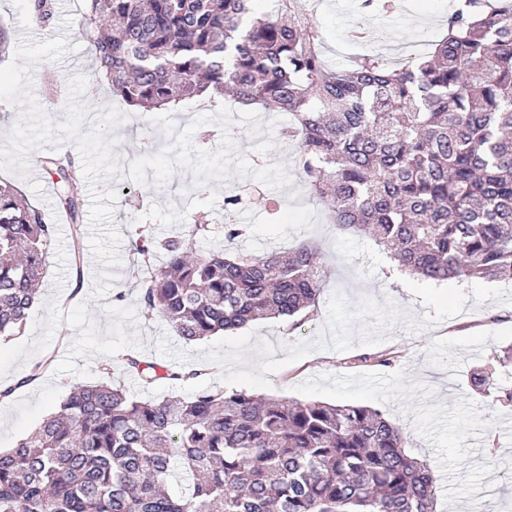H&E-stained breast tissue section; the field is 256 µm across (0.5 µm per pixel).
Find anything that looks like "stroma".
<instances>
[{"instance_id":"obj_1","label":"stroma","mask_w":512,"mask_h":512,"mask_svg":"<svg viewBox=\"0 0 512 512\" xmlns=\"http://www.w3.org/2000/svg\"><path fill=\"white\" fill-rule=\"evenodd\" d=\"M57 9L42 38L66 32L70 49L61 61L43 60L33 71L32 91L52 120L65 119L68 80L81 74L80 97L90 113L119 107L95 71L94 59L78 29L83 0H56ZM452 0H407L399 13H363L355 0H324L314 12L325 42L327 64L346 68L362 51L390 55L396 47L436 40ZM372 38L356 43L353 26ZM223 100L199 97L171 110L176 128L196 124L195 149L216 148L221 129L211 120ZM206 124H199V117ZM275 148L255 151V139L241 131L235 143L253 167H286L292 183L272 189L251 178L198 184L185 166L165 183L138 184L124 177L98 182L118 193L114 223L122 234V262L103 267L83 245L82 275L71 266L72 228L57 223L47 249V273L19 335L0 338V383L17 384L34 365L47 368L35 383L18 387L10 406L0 410V448L15 447L34 431L76 382H94L104 365L114 381L146 400L189 397L198 390H244L292 401L369 406L382 410L407 440L409 454L426 460L438 478L436 512H512V406L499 399L498 385L512 387V373L498 370L496 388L475 393L474 368L495 366L512 346V281L448 280L435 283L399 271L387 251L364 234L330 224L326 207L307 196L296 166L297 149L272 132ZM0 177L55 220L62 205L56 176L49 170L20 174L1 168ZM240 188L247 209L234 212L247 233L234 241L243 252H281L311 242L328 257V278L314 306L297 324L277 319L250 322L226 335L188 342L163 318L138 301L136 277L141 257L133 251L142 238L176 235L184 217L207 215L206 240L224 241V198ZM123 300H116V293ZM135 352L163 365L200 370L195 379L144 386L124 374L123 357ZM392 354L388 365L363 366L358 357Z\"/></svg>"}]
</instances>
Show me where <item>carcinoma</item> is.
I'll use <instances>...</instances> for the list:
<instances>
[{
    "label": "carcinoma",
    "mask_w": 512,
    "mask_h": 512,
    "mask_svg": "<svg viewBox=\"0 0 512 512\" xmlns=\"http://www.w3.org/2000/svg\"><path fill=\"white\" fill-rule=\"evenodd\" d=\"M83 0L78 27L112 94L145 111L210 92L282 129L312 197L336 229L367 227L400 270L426 280L512 281V0H454L447 30L406 65L357 54L333 70L300 0ZM402 0H358L394 13ZM43 26L52 0H28ZM58 176L81 235L71 158ZM208 225L143 240L165 265L137 280L139 300L188 341L288 319L315 304L326 277L309 244L278 256L201 253ZM55 226L0 178V336L20 330L45 277ZM146 385L196 378L130 353ZM379 409L201 389L143 400L76 383L57 411L0 452V512H434L435 477Z\"/></svg>",
    "instance_id": "carcinoma-1"
}]
</instances>
